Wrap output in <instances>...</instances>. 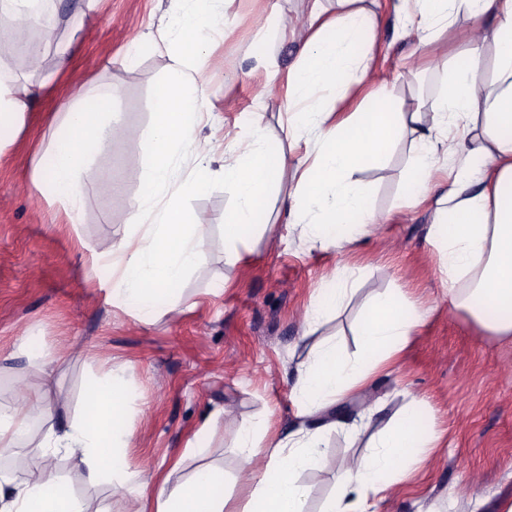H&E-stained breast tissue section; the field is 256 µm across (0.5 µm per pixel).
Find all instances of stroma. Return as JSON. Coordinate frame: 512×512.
<instances>
[{
	"label": "stroma",
	"instance_id": "obj_1",
	"mask_svg": "<svg viewBox=\"0 0 512 512\" xmlns=\"http://www.w3.org/2000/svg\"><path fill=\"white\" fill-rule=\"evenodd\" d=\"M51 42L40 68L0 65V78L50 87L32 103L26 123L0 153V404L43 392L40 361L58 351L57 372L68 413L82 409L92 378L124 373L135 446L129 470L157 479L187 477L206 465L223 467L226 512H243L250 487L237 479L243 424L268 437L297 428L290 370L320 343L338 342L355 358L361 314L375 296L401 289L421 317L398 363L366 386L377 407L372 426L357 436L326 435L318 470L304 472L308 512H322L336 489L341 461L368 452L385 422L419 401L417 430L430 445L395 484L377 512H452L453 500L476 493V512H499L512 500V340L487 336L450 302L445 259L431 234L427 205L407 194L414 176L410 136L382 165L355 178L370 207L386 220L353 247L315 245L289 223L282 198L271 199V225L240 245V259L224 260V215L234 204L220 178L208 190L181 197V211L203 225V273L188 274L178 294L183 312L148 311L112 302V279L102 249L130 229L142 186L148 136L169 58L158 37L177 0H49ZM400 0H365L377 14L376 79L394 99L430 105L448 79L446 57L463 52L474 29L455 25L447 50L399 38ZM307 0H224V23L204 59L207 99L197 128L199 149L246 133L263 113L269 140L288 159L305 151L288 134L286 76L299 44L280 23L301 21ZM82 39L70 43L73 28ZM71 60L60 64L62 49ZM276 81H269V74ZM112 92L116 124L86 174L90 182L82 223L70 224L49 184H34L32 168L55 133L58 112L91 89ZM350 270L354 292L338 314L307 327L304 316L333 273ZM219 416L215 430L205 427ZM59 475L77 495L110 512H126V496L109 485L90 487L68 459Z\"/></svg>",
	"mask_w": 512,
	"mask_h": 512
}]
</instances>
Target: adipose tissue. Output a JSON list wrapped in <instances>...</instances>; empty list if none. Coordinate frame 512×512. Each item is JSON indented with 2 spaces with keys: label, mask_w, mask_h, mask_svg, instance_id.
I'll return each instance as SVG.
<instances>
[{
  "label": "adipose tissue",
  "mask_w": 512,
  "mask_h": 512,
  "mask_svg": "<svg viewBox=\"0 0 512 512\" xmlns=\"http://www.w3.org/2000/svg\"><path fill=\"white\" fill-rule=\"evenodd\" d=\"M162 40L169 51L168 78L155 107L149 137V161L138 204L129 218L130 231L105 254L116 284L113 301L144 309L168 297L170 318L181 309L172 301L187 273L199 271L202 256L197 225L176 223L182 194L206 189L211 154L222 153L219 175L234 195L224 225L227 261L238 258V246L266 229V203L279 193L284 177L293 183L288 221L304 224L321 247L345 248L357 243L366 226L377 223L354 171L381 165L403 131L416 143L414 165L419 178L410 189L419 195L440 156H454L455 178L431 199L434 230L445 248L448 286L454 308L466 312L487 333L512 339V0H403L402 29L428 45L459 18H488L489 29L451 64V75L430 111L396 106L385 84L373 82V35L377 15L336 0L339 11L326 18L323 0H308V29L301 39L298 62L288 74L292 112L289 125L307 148L288 164L267 139L261 117H254L246 138L215 142L200 153L195 131L205 94L201 69L208 33L223 18L222 0H181ZM497 50L495 86L479 74L485 42ZM337 98L363 94L369 111L338 112L323 103L328 83ZM41 85L0 80V139L17 134ZM112 128V95L91 91L68 104L61 126L49 143L48 164H35L34 182L49 181L70 223L82 220L88 182L82 174L89 160L107 143ZM192 171H184L186 158ZM420 317L397 289L375 297L358 330L359 354L348 361L338 346L327 343L295 366L297 415L307 427L270 440L252 427L241 431L240 474L251 487L244 512H305L309 489L303 472L318 469L323 434L335 429L330 411L336 400L351 396L406 348ZM65 401L48 394L37 403L18 401L0 410V449L16 445V436L31 420L49 427L33 450L22 475L0 473V512H106L90 508L72 483L56 472L59 455L74 460L86 485L110 484L121 492L129 481L141 489L157 486L155 512H224V471L211 467L175 484H155L153 473L130 472L126 450L134 432L127 414L121 378L114 373L93 379L80 416L61 420ZM415 405H408L380 431L378 448L345 458L336 494L323 512H374L409 466L423 443L416 435Z\"/></svg>",
  "instance_id": "ef3b65f1"
}]
</instances>
